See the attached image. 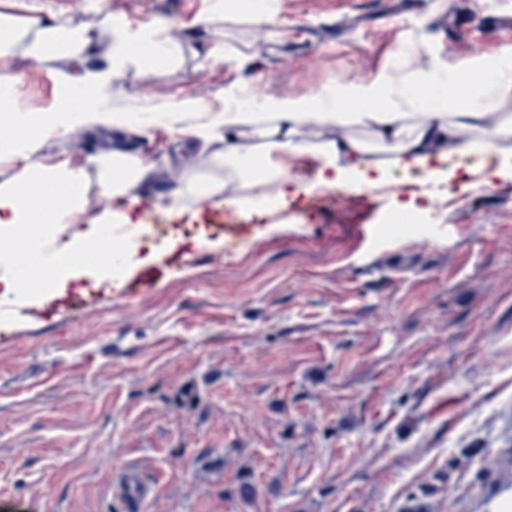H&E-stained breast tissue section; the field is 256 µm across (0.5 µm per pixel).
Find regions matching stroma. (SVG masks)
<instances>
[{"label": "stroma", "instance_id": "stroma-1", "mask_svg": "<svg viewBox=\"0 0 512 512\" xmlns=\"http://www.w3.org/2000/svg\"><path fill=\"white\" fill-rule=\"evenodd\" d=\"M278 0L263 30L209 0H26L98 31L105 14L130 30L163 25L197 57L145 76L114 73L112 96L191 97L223 107L239 93L300 96L328 81L390 71L414 43L415 69L493 56L512 27V0ZM27 108L48 107L54 67L18 56ZM223 141L201 151L170 128L69 129L42 156L86 171L85 221L150 202L172 235L196 239L193 261L143 298L83 282L85 307L52 322L0 319V512H131L120 473L154 488L143 512H402L432 491V512H500L512 503L489 459L512 448V178L474 181L457 155L393 168L377 188L335 187L320 219L304 217L224 254V214L237 186L177 214L180 180L215 173ZM139 155L150 176L115 201L88 159ZM296 207L315 194L322 157L281 158ZM422 235H401L403 209L430 211ZM257 495H233L239 473Z\"/></svg>", "mask_w": 512, "mask_h": 512}]
</instances>
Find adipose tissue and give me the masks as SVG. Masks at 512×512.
<instances>
[{"mask_svg": "<svg viewBox=\"0 0 512 512\" xmlns=\"http://www.w3.org/2000/svg\"><path fill=\"white\" fill-rule=\"evenodd\" d=\"M101 26L112 35L105 50L71 20L43 24L0 10V164L10 163L13 170L0 183L1 307L17 300L22 289L34 287L35 271L52 277L50 289L36 295L41 304L85 278L111 288L121 285L112 275L110 254L99 252L97 241L102 228L121 226L126 216L106 210L95 223H85L83 171L65 161L43 163L41 149L47 139L75 125L127 127L129 107L112 106L104 97L113 73L134 69L151 75L177 67L186 48L162 27L133 38L108 14ZM20 55L58 64L62 89L49 109L19 106L14 91L24 77L8 63ZM441 76L448 79V93L432 111H425L428 92ZM510 103L512 47L491 57L451 60L427 72L409 70L398 79L383 72L369 81L330 82L301 96L270 94L251 107L228 103L214 110L194 99L165 101L154 105L151 117L205 142L223 132L249 130L261 142L264 181L276 184L277 200L284 206L288 179L271 155L306 150V143L296 137L298 128H369L388 145L393 163L422 167L433 156L482 154L512 137V114L505 110ZM492 113L498 120L489 129L484 121ZM466 130L473 133L467 141L461 138ZM316 149L324 158L319 173L324 185H338L352 173L368 186L384 178L382 165L367 164L368 146L358 137L325 141ZM92 163L103 192L113 199L132 197L147 175L143 160L135 155H100ZM31 224L41 225L42 233L26 244L21 232Z\"/></svg>", "mask_w": 512, "mask_h": 512, "instance_id": "obj_1", "label": "adipose tissue"}]
</instances>
